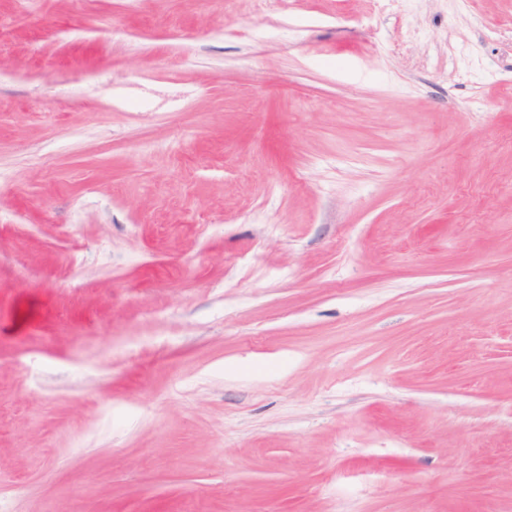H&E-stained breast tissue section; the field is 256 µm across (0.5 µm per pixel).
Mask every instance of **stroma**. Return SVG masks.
<instances>
[{"mask_svg": "<svg viewBox=\"0 0 512 512\" xmlns=\"http://www.w3.org/2000/svg\"><path fill=\"white\" fill-rule=\"evenodd\" d=\"M0 512H512V0H0Z\"/></svg>", "mask_w": 512, "mask_h": 512, "instance_id": "obj_1", "label": "stroma"}]
</instances>
